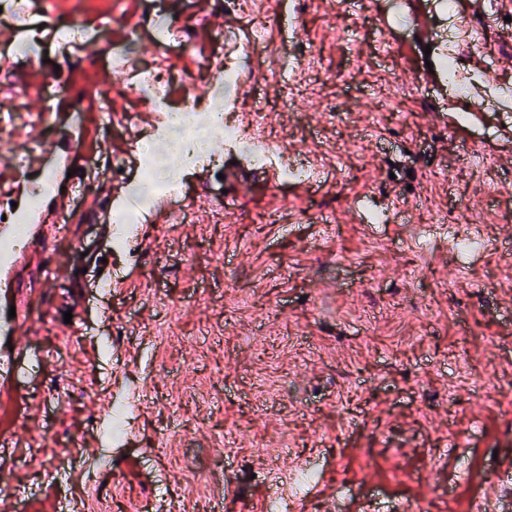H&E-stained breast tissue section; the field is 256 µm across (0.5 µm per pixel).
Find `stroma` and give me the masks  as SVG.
Instances as JSON below:
<instances>
[{
	"mask_svg": "<svg viewBox=\"0 0 512 512\" xmlns=\"http://www.w3.org/2000/svg\"><path fill=\"white\" fill-rule=\"evenodd\" d=\"M170 6L186 47L161 54L142 37L116 71L117 27L44 72L81 99L105 71L118 87L152 64L173 75L171 101L190 91L213 103L207 63L224 43L211 6ZM252 10L260 27L231 9L222 21L254 46L238 118L261 110L266 137L309 182L267 183L252 162L228 180L186 168L190 221L136 224L113 251V194L137 164L88 170L54 241L66 273L46 286L32 240L18 274L30 321L16 344L53 352L0 395V442L15 446L27 512H51L62 494L70 512H469L477 497L482 512H512V482L496 476L512 458V111H473L443 84L439 53L423 52L434 0ZM462 21L487 46L481 64L463 55L465 71L512 84V0H462ZM311 51L319 65L296 67L306 91L288 111L287 76L267 60ZM10 72L22 128L42 103L28 67ZM465 229L484 246L462 266L453 241ZM134 392L127 440L108 442L105 403ZM68 456L67 487L31 481ZM307 460L317 472L294 489Z\"/></svg>",
	"mask_w": 512,
	"mask_h": 512,
	"instance_id": "obj_1",
	"label": "stroma"
}]
</instances>
